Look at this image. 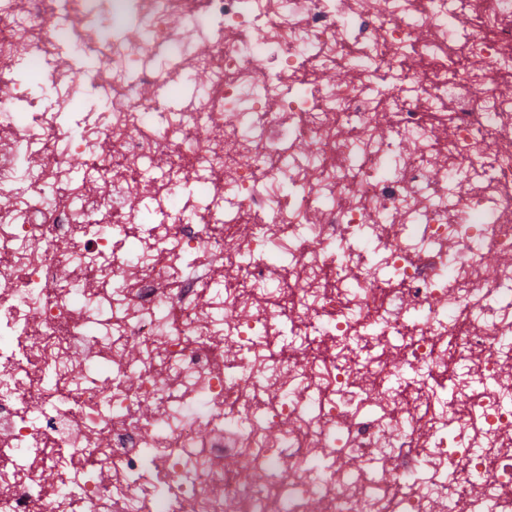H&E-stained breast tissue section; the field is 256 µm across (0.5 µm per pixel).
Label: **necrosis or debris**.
Wrapping results in <instances>:
<instances>
[{
    "instance_id": "1",
    "label": "necrosis or debris",
    "mask_w": 512,
    "mask_h": 512,
    "mask_svg": "<svg viewBox=\"0 0 512 512\" xmlns=\"http://www.w3.org/2000/svg\"><path fill=\"white\" fill-rule=\"evenodd\" d=\"M94 3L0 0V512H144L147 472L162 512H439L424 469L462 512H512V0H112L137 18L112 39ZM203 27L210 80L156 122ZM63 85L99 122L26 111ZM198 169L189 224L172 194Z\"/></svg>"
}]
</instances>
